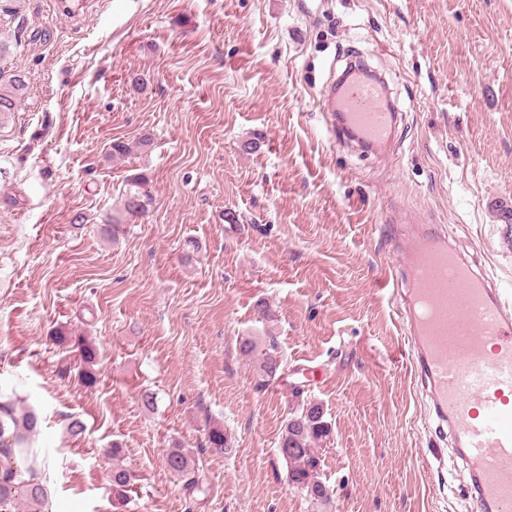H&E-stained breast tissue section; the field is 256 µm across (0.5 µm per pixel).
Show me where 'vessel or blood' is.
<instances>
[{"instance_id": "obj_1", "label": "vessel or blood", "mask_w": 512, "mask_h": 512, "mask_svg": "<svg viewBox=\"0 0 512 512\" xmlns=\"http://www.w3.org/2000/svg\"><path fill=\"white\" fill-rule=\"evenodd\" d=\"M323 98L337 141L389 143L399 115L384 83L356 71ZM391 231L395 313L431 410L475 478L472 512H512V314L446 235L403 215Z\"/></svg>"}]
</instances>
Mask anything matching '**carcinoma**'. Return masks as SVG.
I'll return each mask as SVG.
<instances>
[{"mask_svg":"<svg viewBox=\"0 0 512 512\" xmlns=\"http://www.w3.org/2000/svg\"><path fill=\"white\" fill-rule=\"evenodd\" d=\"M25 91L22 76L15 74L8 80L0 79V118L16 110ZM148 180L142 175L127 179L120 199L105 218L101 232L110 238L122 231V225L144 215L152 206ZM80 364L77 375L83 386L92 388L98 381L97 365L101 351L95 340L82 336L78 339ZM281 367L275 346L262 353L261 371L266 381H273ZM297 399L281 431L278 451L287 466L288 483L314 504L329 503V489L320 479L322 457L319 446L330 434L322 415L323 404ZM41 417L27 404L16 389L0 390V512H44L49 498L46 475L38 466V451L33 443L40 431ZM205 447L222 454L228 447L224 427L214 424L208 428ZM112 460L109 473L112 508L122 512L129 502L131 486L135 481L133 470L124 464L125 450L114 441L106 448ZM169 471L185 481L189 488H198V470L191 452L179 445L167 450Z\"/></svg>","mask_w":512,"mask_h":512,"instance_id":"cac0c4a2","label":"carcinoma"}]
</instances>
